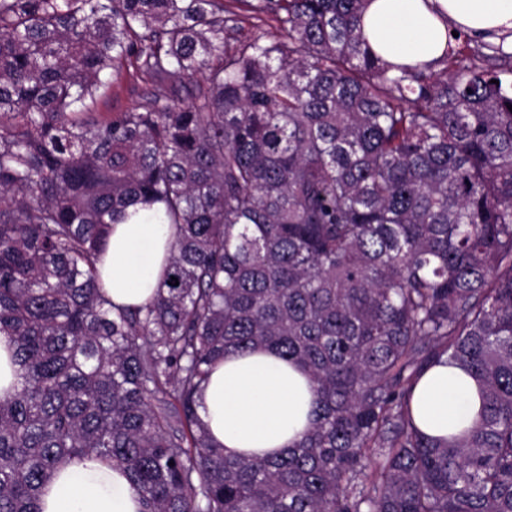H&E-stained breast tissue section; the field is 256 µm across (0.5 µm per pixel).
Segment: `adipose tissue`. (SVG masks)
Instances as JSON below:
<instances>
[{"mask_svg": "<svg viewBox=\"0 0 512 512\" xmlns=\"http://www.w3.org/2000/svg\"><path fill=\"white\" fill-rule=\"evenodd\" d=\"M512 48V0H369L363 15L374 51L397 63L432 62L448 44L449 25ZM154 206L137 205L113 225L97 264L104 294L118 306L154 297L170 254L173 225ZM200 416L231 455L276 454L298 442L314 415L307 376L275 352L258 349L217 365L201 394ZM482 401L475 380L456 367L427 368L414 388L412 410L427 437L444 438L470 426ZM139 497L119 468L76 459L47 483L42 512H139Z\"/></svg>", "mask_w": 512, "mask_h": 512, "instance_id": "obj_1", "label": "adipose tissue"}]
</instances>
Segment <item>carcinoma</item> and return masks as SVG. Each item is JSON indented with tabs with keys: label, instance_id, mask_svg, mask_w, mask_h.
Returning a JSON list of instances; mask_svg holds the SVG:
<instances>
[{
	"label": "carcinoma",
	"instance_id": "cac0c4a2",
	"mask_svg": "<svg viewBox=\"0 0 512 512\" xmlns=\"http://www.w3.org/2000/svg\"><path fill=\"white\" fill-rule=\"evenodd\" d=\"M230 2L277 40L229 47L224 0H0V512H42L74 458L140 512H512V52L392 64L368 0ZM124 68L155 91L104 118ZM139 203L176 234L153 302L116 308L96 262ZM257 348L316 420L230 456L199 396ZM444 356L483 409L434 440L412 390ZM14 349L8 339L0 336V396L12 393L18 381V366L14 362Z\"/></svg>",
	"mask_w": 512,
	"mask_h": 512
}]
</instances>
